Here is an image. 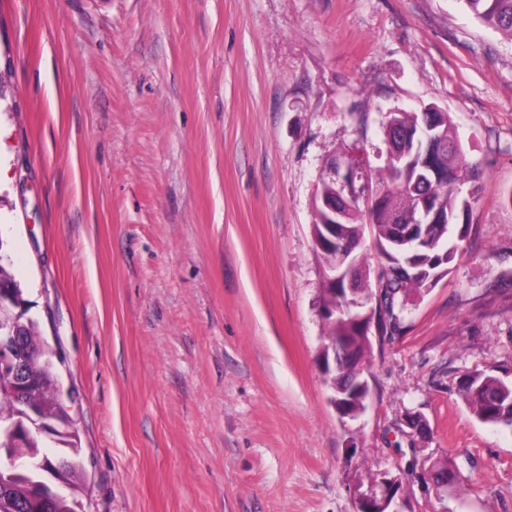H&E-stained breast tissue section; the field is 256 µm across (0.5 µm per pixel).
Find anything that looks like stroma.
I'll return each instance as SVG.
<instances>
[{
	"label": "stroma",
	"mask_w": 512,
	"mask_h": 512,
	"mask_svg": "<svg viewBox=\"0 0 512 512\" xmlns=\"http://www.w3.org/2000/svg\"><path fill=\"white\" fill-rule=\"evenodd\" d=\"M430 105L483 192L452 272L374 337L352 421L319 363L312 196ZM0 230L83 512H355L373 464L410 471L409 512H512V428L461 395L512 382V40L462 0H0ZM23 341L26 342L29 340L30 345L33 349V363H34V378L37 379L38 376L45 373L47 370L44 366V363L48 358L52 359L53 353L47 347L42 333L40 329V325L38 322L32 324L27 329V336H21ZM54 374L52 369L49 370L45 381L30 390L29 399L49 417L63 418L67 412L60 400V390Z\"/></svg>",
	"instance_id": "stroma-1"
}]
</instances>
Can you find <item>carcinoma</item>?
<instances>
[{
  "instance_id": "cac0c4a2",
  "label": "carcinoma",
  "mask_w": 512,
  "mask_h": 512,
  "mask_svg": "<svg viewBox=\"0 0 512 512\" xmlns=\"http://www.w3.org/2000/svg\"><path fill=\"white\" fill-rule=\"evenodd\" d=\"M466 7L484 25L501 30L512 37V0H463ZM427 111L435 116L441 141L448 147L438 151L428 162L416 153L415 133L422 121L416 112H391L384 126V142L393 144L404 157L394 169L384 167L378 178V189L365 197L357 193V182L351 183V194L340 206L342 216L337 224L341 241L353 247L358 267L368 263L363 252L365 233L372 235V247L380 261L378 279L360 275L357 294L369 299V305L384 311L382 334L400 333L403 326L396 305L413 293L430 289L452 272L457 258L465 251L471 231L474 209L481 200L483 169L481 163L466 157L451 117L434 107ZM336 191V185L322 179L313 196L314 228L324 223L322 201ZM432 199L448 207L452 220L433 224L429 240L410 255L414 269L421 272L409 278L401 260L378 247L405 230L396 220L399 213L420 209V200ZM10 287L24 293L11 266L0 260V288ZM326 302L336 307L335 320L326 325L325 336H349L358 345V358L364 360L372 350V340L362 334L360 311L348 305V298L331 293ZM23 340L33 349L34 376L46 374L45 381L29 392V399L49 417H63L65 408L53 371L44 363L53 357L35 323L27 329ZM16 391L10 375L0 372V447L16 444L17 451L32 456L24 472L12 471L0 463V512H78L75 503L83 489L85 473L80 463V449L55 446L48 436L37 432L24 417L14 416ZM463 396L473 414L482 422L512 428V383L485 372L470 375Z\"/></svg>"
}]
</instances>
